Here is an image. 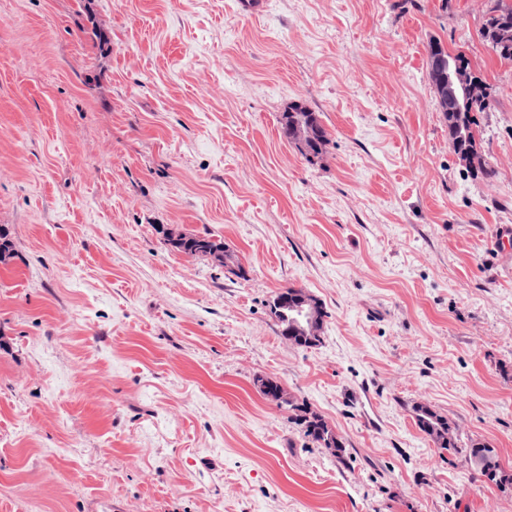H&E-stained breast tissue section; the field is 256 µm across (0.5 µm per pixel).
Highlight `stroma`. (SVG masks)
<instances>
[{
    "instance_id": "1",
    "label": "stroma",
    "mask_w": 512,
    "mask_h": 512,
    "mask_svg": "<svg viewBox=\"0 0 512 512\" xmlns=\"http://www.w3.org/2000/svg\"><path fill=\"white\" fill-rule=\"evenodd\" d=\"M255 2L0 0V512H512L464 453L512 467V63L479 35L492 0ZM433 38L494 91L491 178L448 141ZM296 103L329 134L311 163L280 132ZM195 232L244 275L171 247ZM287 288L327 311L314 347L270 313ZM415 417L419 429L431 437L439 448L449 452L456 451V428L450 421L423 405L417 407Z\"/></svg>"
}]
</instances>
